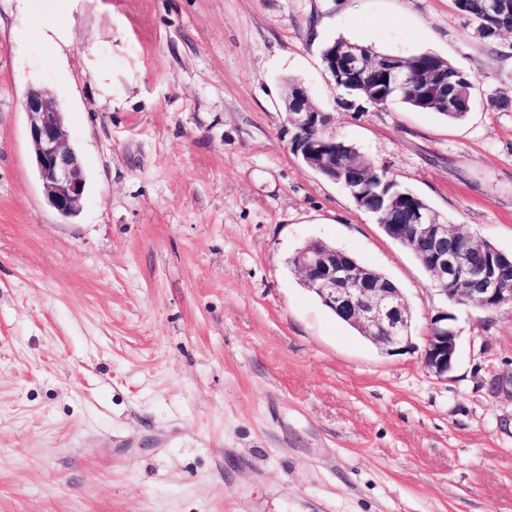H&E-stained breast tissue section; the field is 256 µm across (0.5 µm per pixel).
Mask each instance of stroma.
I'll use <instances>...</instances> for the list:
<instances>
[{
  "instance_id": "stroma-1",
  "label": "stroma",
  "mask_w": 512,
  "mask_h": 512,
  "mask_svg": "<svg viewBox=\"0 0 512 512\" xmlns=\"http://www.w3.org/2000/svg\"><path fill=\"white\" fill-rule=\"evenodd\" d=\"M65 21L66 38L41 40ZM344 39L475 79L459 121L347 109ZM300 80L330 131L440 221L512 253V31L454 0H0V512H512V308H455L290 150ZM49 89L86 188L49 204L25 97ZM321 240L401 289L412 350L340 322L288 265ZM483 1L455 0V4L459 11L470 16L476 22L478 35L486 41L493 42L500 37L503 30L512 29V0L506 1V14L500 20L482 22Z\"/></svg>"
}]
</instances>
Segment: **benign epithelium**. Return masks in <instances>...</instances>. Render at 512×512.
Returning a JSON list of instances; mask_svg holds the SVG:
<instances>
[{
	"label": "benign epithelium",
	"mask_w": 512,
	"mask_h": 512,
	"mask_svg": "<svg viewBox=\"0 0 512 512\" xmlns=\"http://www.w3.org/2000/svg\"><path fill=\"white\" fill-rule=\"evenodd\" d=\"M327 70L350 86L364 87L365 103L380 96L365 85L373 76L381 88L413 93L419 84L438 92L445 108L458 104L464 90L448 84V70L431 66L419 77L412 61L389 55H370L350 42L333 44L323 51ZM285 121L291 133L290 149L307 167L323 178L344 185L357 196L354 185L371 180L374 170L363 167L364 158L336 157V137L327 134L330 113L316 108L308 89L301 83L286 86ZM25 110L35 162L50 205L62 216L77 212L82 204L85 179L80 160L70 144L63 113L46 89L27 92ZM383 232L408 247L431 277L437 295L453 306L493 310L512 307V254L501 250L481 253V239L441 224L417 197L393 196L384 207ZM292 266L304 287L342 319L356 327L368 340L387 352L410 346L411 314L400 289L376 271L348 257L345 251L321 241H311L291 257ZM449 312L439 308L430 316L421 361L437 378L454 368L459 331L448 328Z\"/></svg>",
	"instance_id": "1"
}]
</instances>
